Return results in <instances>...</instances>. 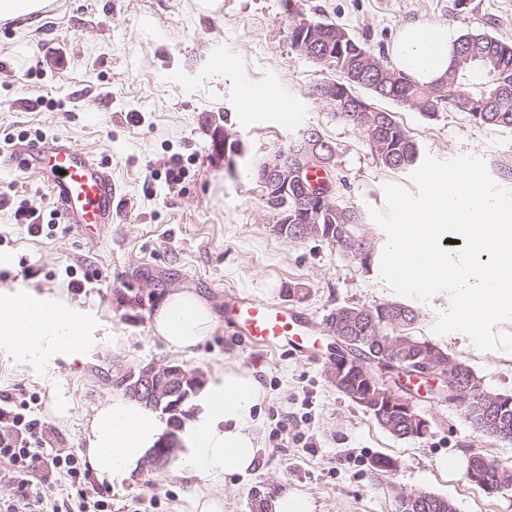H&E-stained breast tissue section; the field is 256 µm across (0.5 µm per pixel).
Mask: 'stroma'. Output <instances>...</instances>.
I'll return each instance as SVG.
<instances>
[{"instance_id": "35a3bbf8", "label": "stroma", "mask_w": 512, "mask_h": 512, "mask_svg": "<svg viewBox=\"0 0 512 512\" xmlns=\"http://www.w3.org/2000/svg\"><path fill=\"white\" fill-rule=\"evenodd\" d=\"M49 0L33 17L0 21V137L67 138L110 162L115 222L94 236L63 223L37 175L0 163V251L14 263L0 283L39 280L67 286L83 306L105 307L114 330L131 334L127 350L87 351L83 362L0 364V396L33 403L53 447L83 450V424L113 394L118 370L150 362L209 371L237 364L266 392L252 411L262 445L251 472L213 481L224 512H272L283 489L308 496L314 512H398L399 493L426 491L451 500L457 512H512V489L488 494L463 472L481 451L512 465V442L482 436L456 407L437 406L425 388L410 392L430 422L426 436L398 439L329 381L333 354L324 331L342 305L372 308L399 301L379 269L364 270L335 245L291 242L272 230L253 185L231 172L224 135L259 157L287 144L295 126L274 115L251 119L243 99L253 85L298 102L300 123L320 126L336 146L339 202L385 210V187H411L410 171L388 169L372 155L364 134L334 117L312 95L332 74L297 55L288 40L292 16L331 21L374 51L389 52L402 26L448 27L454 35L484 32L512 42V0ZM37 63L25 73L26 60ZM419 147L421 156L481 157L497 186L512 190V129L479 126L445 109L435 118L383 102ZM181 168L171 183V163ZM42 225L33 233L32 225ZM304 284L305 298L287 286ZM195 288L224 310V293L241 290L261 301L290 300L313 323L312 355L291 349L258 351L220 328L192 358L161 351L151 338L158 294L174 285ZM450 306L448 294L416 302L412 332L465 361L485 389L512 395V359L476 349L461 333L437 335L433 326ZM72 399L58 421L57 390ZM389 459L388 471L375 468ZM201 479L169 469L141 471L120 489L86 474L84 495H106L112 512H194Z\"/></svg>"}]
</instances>
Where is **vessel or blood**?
Here are the masks:
<instances>
[{
  "mask_svg": "<svg viewBox=\"0 0 512 512\" xmlns=\"http://www.w3.org/2000/svg\"><path fill=\"white\" fill-rule=\"evenodd\" d=\"M249 106L253 115L276 111L283 124L297 123L300 113L293 103H271L264 90L254 91ZM19 169L39 174L59 206L66 223L104 230L113 222L112 168L89 156L71 141L7 148ZM224 322L244 345L268 350L301 345L309 334V318L293 305L267 303L242 294L224 300Z\"/></svg>",
  "mask_w": 512,
  "mask_h": 512,
  "instance_id": "b4317fda",
  "label": "vessel or blood"
}]
</instances>
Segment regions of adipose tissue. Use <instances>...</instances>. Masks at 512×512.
I'll return each instance as SVG.
<instances>
[{"label": "adipose tissue", "instance_id": "1", "mask_svg": "<svg viewBox=\"0 0 512 512\" xmlns=\"http://www.w3.org/2000/svg\"><path fill=\"white\" fill-rule=\"evenodd\" d=\"M455 37L447 27L425 30L404 26L391 47L397 70L422 84L446 77ZM220 327L205 296L187 286L167 288L152 315V338L165 352L185 357ZM128 346L95 311L69 301L64 289L46 290L35 282L0 284V356L12 361H43L66 353L82 360L87 348ZM265 391L246 368H216L196 400L197 415L183 435V447L170 462L172 471L199 478H231L255 466L260 440L252 409ZM164 432L158 414L138 401L116 394L94 407L83 438L98 482L120 488L137 475Z\"/></svg>", "mask_w": 512, "mask_h": 512}]
</instances>
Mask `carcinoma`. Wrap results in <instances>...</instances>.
<instances>
[{"instance_id":"1","label":"carcinoma","mask_w":512,"mask_h":512,"mask_svg":"<svg viewBox=\"0 0 512 512\" xmlns=\"http://www.w3.org/2000/svg\"><path fill=\"white\" fill-rule=\"evenodd\" d=\"M310 30L316 39L312 42V55L322 61V66L338 74L332 81L336 93L325 98L321 88L314 86L315 100L327 104L333 115L344 123L362 131L371 153L391 170H410L419 162L416 142L392 112H360L355 105L357 90L368 92L369 98L385 99L398 106L433 118L445 108L466 112L471 120L481 126L512 127V43L499 40L487 33H467L455 40L456 60L462 61L458 72H448V77L431 85H419L406 74L393 68L387 57L375 54L365 44L347 35L335 23L311 21L309 25L293 22L288 27L290 44H295ZM321 129L307 125L299 129L288 141L257 161L244 162L247 176L260 182L266 162L271 161L288 171V180L280 187L259 195L263 207L269 212L273 225L280 226L277 235L291 242L316 240L336 245L343 255L366 270H371L375 258V246L363 232L364 215L353 205L333 201L324 206L307 200L302 182L293 177L299 169L296 154L304 151L317 155L335 165L336 147L330 139L325 144L311 139L310 133ZM389 307L388 312L381 308ZM377 305L372 309L358 306H340L330 312L326 324L334 336H350L349 354L351 367L336 390L356 401V394L373 386L374 403L379 408L397 401L384 382L379 379L377 368L386 357H395L403 367L421 365L423 350L432 341L410 332L417 322L419 312L404 303ZM403 338L397 350L382 346L371 337ZM474 428L483 435L498 440L502 436L486 429L481 421L486 415V404L470 399L457 404ZM384 430L399 439H415L418 431L406 419L393 416L378 422ZM475 472L465 471L467 481L485 477L505 486H512V466L482 452L477 453ZM415 505L405 508L399 504V512H455L453 503L443 502V497L430 492H416Z\"/></svg>"}]
</instances>
